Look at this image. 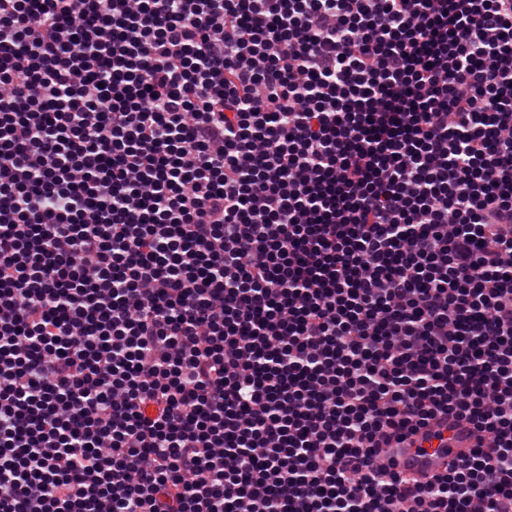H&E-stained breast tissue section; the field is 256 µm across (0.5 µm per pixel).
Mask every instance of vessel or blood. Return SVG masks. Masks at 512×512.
I'll list each match as a JSON object with an SVG mask.
<instances>
[{
    "label": "vessel or blood",
    "mask_w": 512,
    "mask_h": 512,
    "mask_svg": "<svg viewBox=\"0 0 512 512\" xmlns=\"http://www.w3.org/2000/svg\"><path fill=\"white\" fill-rule=\"evenodd\" d=\"M473 445L467 429L459 426L444 431L442 439L423 442L421 447L397 449L396 459L403 471L432 475L444 470L449 461L469 451Z\"/></svg>",
    "instance_id": "1"
}]
</instances>
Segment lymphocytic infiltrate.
Segmentation results:
<instances>
[{
  "mask_svg": "<svg viewBox=\"0 0 512 512\" xmlns=\"http://www.w3.org/2000/svg\"><path fill=\"white\" fill-rule=\"evenodd\" d=\"M0 86V512H512V0H0ZM443 438L448 439V448L442 447V442L436 438L422 443L423 448H395L396 459L401 470L424 474H435L444 470L448 462L455 460L458 455L469 452L475 440L464 426H458L452 431L443 428Z\"/></svg>",
  "mask_w": 512,
  "mask_h": 512,
  "instance_id": "lymphocytic-infiltrate-1",
  "label": "lymphocytic infiltrate"
}]
</instances>
